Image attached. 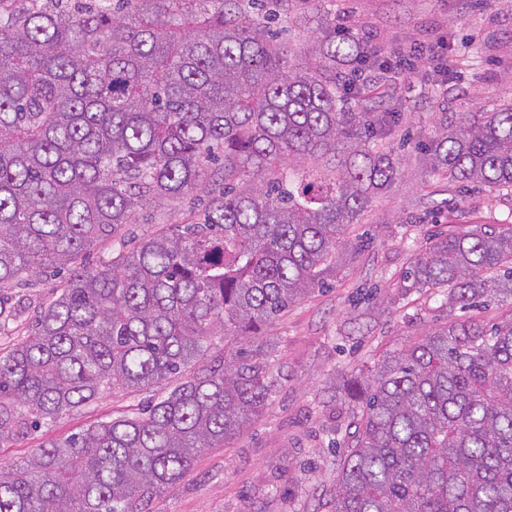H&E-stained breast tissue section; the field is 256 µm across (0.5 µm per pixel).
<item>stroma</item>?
Here are the masks:
<instances>
[{"label": "stroma", "mask_w": 512, "mask_h": 512, "mask_svg": "<svg viewBox=\"0 0 512 512\" xmlns=\"http://www.w3.org/2000/svg\"><path fill=\"white\" fill-rule=\"evenodd\" d=\"M318 13L347 14L361 25L380 55L414 43L448 42L464 56L451 79L439 61L411 58L396 87L402 119L391 143L404 176L373 199L364 223L353 226L341 247L338 270L325 286L285 309L254 337H214L216 348L265 345L277 386L264 415L224 447L196 458L190 473L166 487L152 512H317L336 478L340 453L328 430L346 440L353 415L343 401H327L335 372L373 367L387 352L448 320L441 296L406 292L402 273L435 233L463 232L486 224L512 228V194L459 187L426 176L419 143L435 130L440 114L457 122L462 113L512 102V0H317ZM453 205L432 214L434 202ZM204 205L191 193L153 202L131 229L147 238L174 224L197 219ZM56 279H33L14 289L21 314L0 349L27 335L36 310L47 302ZM148 393L103 392L93 404L62 413L28 438L0 446V459L20 463L42 443L63 439L89 425L140 411Z\"/></svg>", "instance_id": "obj_1"}]
</instances>
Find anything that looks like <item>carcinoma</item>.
Listing matches in <instances>:
<instances>
[{"instance_id": "1", "label": "carcinoma", "mask_w": 512, "mask_h": 512, "mask_svg": "<svg viewBox=\"0 0 512 512\" xmlns=\"http://www.w3.org/2000/svg\"><path fill=\"white\" fill-rule=\"evenodd\" d=\"M313 0H0V332L4 292L74 264L141 200L206 197L203 219L74 268L28 335L0 351V445L106 389L170 385L135 416L0 462V512H151L207 448L241 435L273 382L259 346L211 351L322 286L353 224L400 176V112L364 84L396 64L327 17L297 71L270 24ZM432 175L512 191V103L442 113L419 145ZM343 154L294 182L295 167ZM448 323L330 385L355 431L325 512H512V229L433 235L402 276Z\"/></svg>"}]
</instances>
